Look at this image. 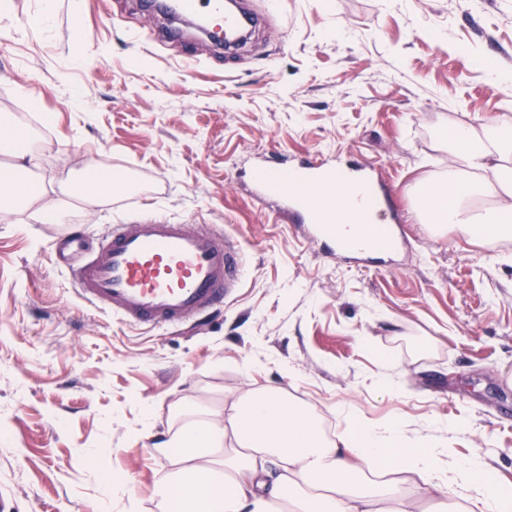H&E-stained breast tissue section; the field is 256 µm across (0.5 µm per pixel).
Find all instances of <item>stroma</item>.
Here are the masks:
<instances>
[{"label": "stroma", "mask_w": 512, "mask_h": 512, "mask_svg": "<svg viewBox=\"0 0 512 512\" xmlns=\"http://www.w3.org/2000/svg\"><path fill=\"white\" fill-rule=\"evenodd\" d=\"M9 0L0 10V117L25 130L53 204L76 172L133 175L110 204L37 207L0 223V503L6 512H125L100 470L162 512L152 448L174 404L229 412L278 389L332 431L343 410L434 421L458 458L481 454L512 485V249L433 233L407 189L452 164L460 125L512 121V0H249L265 24L238 54L214 50L141 0ZM91 35L77 45L73 16ZM315 154L370 165L394 195L409 250L375 270L325 256L252 197L254 170ZM152 212L235 239L240 288L203 327L145 329L84 303L56 247L71 225L98 251L111 225Z\"/></svg>", "instance_id": "35a3bbf8"}]
</instances>
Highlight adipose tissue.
Wrapping results in <instances>:
<instances>
[{
  "label": "adipose tissue",
  "mask_w": 512,
  "mask_h": 512,
  "mask_svg": "<svg viewBox=\"0 0 512 512\" xmlns=\"http://www.w3.org/2000/svg\"><path fill=\"white\" fill-rule=\"evenodd\" d=\"M21 133L0 121V218L36 194L21 171L36 155ZM457 177L426 180L414 189L423 222L472 237L512 234V134L503 128L462 126L450 143ZM88 184L75 179L64 198L43 210L44 221L63 222L72 198L98 205L120 186L112 170L100 168ZM488 196L489 208L472 211L469 200ZM178 426L156 444L170 468L158 481L167 512H429L443 486L454 489L456 512H512V486L499 482L480 457L449 456L442 439L404 450L407 424L377 425L348 419L336 438H326L317 417L276 391L251 392L231 413L177 406ZM276 460L271 475L265 464Z\"/></svg>",
  "instance_id": "1"
}]
</instances>
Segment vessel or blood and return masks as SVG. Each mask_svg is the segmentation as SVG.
<instances>
[{"instance_id":"vessel-or-blood-1","label":"vessel or blood","mask_w":512,"mask_h":512,"mask_svg":"<svg viewBox=\"0 0 512 512\" xmlns=\"http://www.w3.org/2000/svg\"><path fill=\"white\" fill-rule=\"evenodd\" d=\"M181 14L205 15L228 32L253 25L246 12L224 0H178ZM337 172L316 160L283 171L267 164L253 175V196L275 203L285 221L300 219L305 237L326 251L361 260L400 251L405 240L390 192L369 169L353 178L352 189L364 195L368 217L359 236L337 234V201L317 195V187L336 181ZM243 259L228 236L198 232L159 215L114 225L99 252L84 255L73 271L76 292L87 303L139 327H173L208 313L239 288Z\"/></svg>"}]
</instances>
